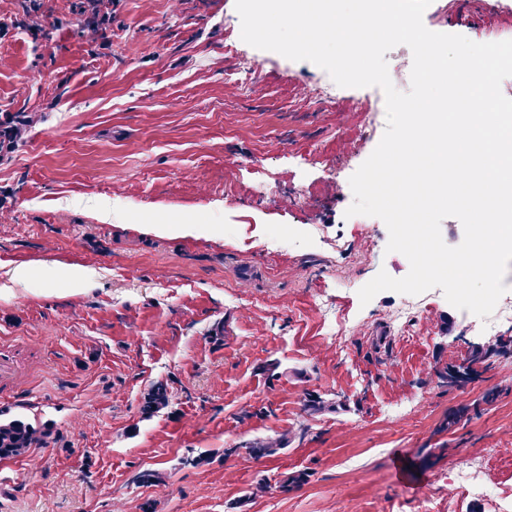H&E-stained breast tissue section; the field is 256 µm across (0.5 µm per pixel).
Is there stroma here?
<instances>
[{
  "label": "stroma",
  "instance_id": "obj_1",
  "mask_svg": "<svg viewBox=\"0 0 512 512\" xmlns=\"http://www.w3.org/2000/svg\"><path fill=\"white\" fill-rule=\"evenodd\" d=\"M74 2L44 0L43 39L14 26L22 0H0V113L41 117L0 160V337L20 343L0 415L53 430L0 460V512H494L442 481L477 466L512 482V351L472 365L462 387L437 373L503 333L436 288L403 343V295L358 296L379 271H409L384 222L362 239L350 199L288 207L335 179L338 158L355 170L370 156L351 150L358 113L294 101L318 69L242 41L235 0H115L110 37L93 45ZM487 2L432 0L423 22L455 34L449 12L475 8L512 36ZM241 56L263 65L231 76ZM273 224L291 225L293 250L258 248ZM19 267L32 278L13 281ZM77 268L91 282L70 286ZM159 383L169 403L145 415ZM311 393L333 409L306 415ZM286 431L275 455L241 450ZM145 470L159 482L137 483ZM298 470L307 483L279 492Z\"/></svg>",
  "mask_w": 512,
  "mask_h": 512
}]
</instances>
